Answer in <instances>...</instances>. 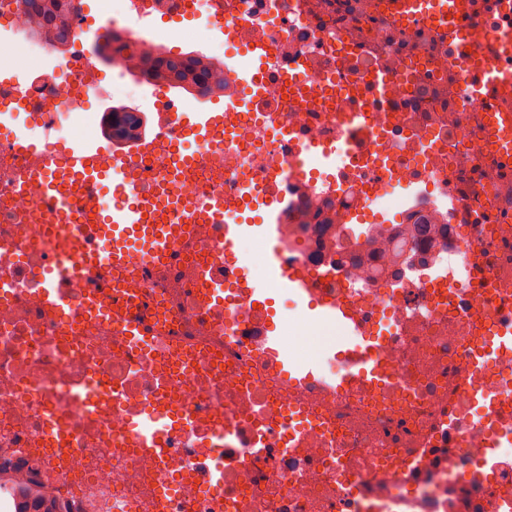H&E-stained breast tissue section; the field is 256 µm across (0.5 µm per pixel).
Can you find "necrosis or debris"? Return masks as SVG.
Instances as JSON below:
<instances>
[{"instance_id":"obj_1","label":"necrosis or debris","mask_w":512,"mask_h":512,"mask_svg":"<svg viewBox=\"0 0 512 512\" xmlns=\"http://www.w3.org/2000/svg\"><path fill=\"white\" fill-rule=\"evenodd\" d=\"M175 17L232 62L224 129L204 141L171 120L130 161L139 192L223 201L228 224L277 207L289 268L353 311L374 374L340 349L288 379L264 343L272 309L215 224L190 225L171 266L130 252L101 284L67 282L68 316L46 311L18 269L69 261L19 178L93 132L102 75L85 18L58 64L20 0H0V111L27 100L40 141L0 144V512L15 489L48 512H512V99L468 95L512 64V0H468L473 36L454 46L395 0H112L102 28L138 46L112 63L129 92ZM214 263L220 295L196 277ZM130 313L154 348L123 335ZM148 407L156 450L130 440Z\"/></svg>"}]
</instances>
